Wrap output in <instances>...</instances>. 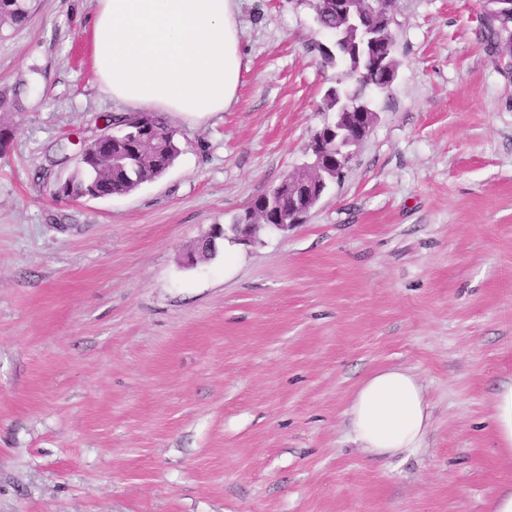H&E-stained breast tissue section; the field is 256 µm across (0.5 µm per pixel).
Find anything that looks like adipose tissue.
I'll return each mask as SVG.
<instances>
[{"label":"adipose tissue","mask_w":512,"mask_h":512,"mask_svg":"<svg viewBox=\"0 0 512 512\" xmlns=\"http://www.w3.org/2000/svg\"><path fill=\"white\" fill-rule=\"evenodd\" d=\"M92 59L113 102L135 112L192 116L231 107L242 57L237 0H95ZM415 376L385 368L365 378L347 413L355 441L374 457L413 454L430 426ZM496 445L512 460V382L495 395Z\"/></svg>","instance_id":"obj_1"}]
</instances>
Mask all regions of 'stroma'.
Masks as SVG:
<instances>
[{
	"instance_id": "1",
	"label": "stroma",
	"mask_w": 512,
	"mask_h": 512,
	"mask_svg": "<svg viewBox=\"0 0 512 512\" xmlns=\"http://www.w3.org/2000/svg\"><path fill=\"white\" fill-rule=\"evenodd\" d=\"M0 25V512H487L512 487L491 416L512 380V70L478 0H397V77L305 223L185 251L306 160L335 70L305 0H239L237 98L170 115L182 152L124 196L61 198L122 107L92 0ZM409 370L416 454L375 459L346 410Z\"/></svg>"
}]
</instances>
